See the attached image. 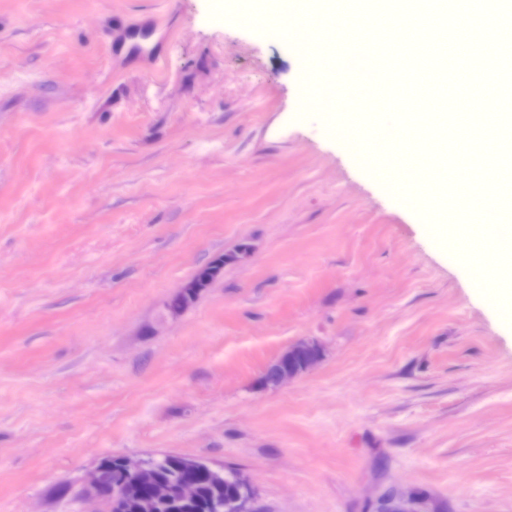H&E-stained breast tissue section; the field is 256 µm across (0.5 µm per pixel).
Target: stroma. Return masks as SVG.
<instances>
[{
    "mask_svg": "<svg viewBox=\"0 0 512 512\" xmlns=\"http://www.w3.org/2000/svg\"><path fill=\"white\" fill-rule=\"evenodd\" d=\"M236 4L0 0V512H107L100 460L163 453L252 512H512V292L403 196L414 157L364 172L361 104L307 106L283 0ZM224 269V255H219L211 260L208 264L197 270L194 281L198 288H189V285L173 296L167 304V309L171 316L180 314L189 307L198 297L199 293L208 288L210 284L218 278ZM180 310V311H176ZM293 355L302 357L303 365L301 369H293L288 366V357H292ZM320 358L321 348L317 344L304 340L299 341L282 353L266 368L264 374L269 372L271 379L268 381V384H264V386L272 388L283 386L298 377L301 373L310 369Z\"/></svg>",
    "mask_w": 512,
    "mask_h": 512,
    "instance_id": "35a3bbf8",
    "label": "stroma"
}]
</instances>
